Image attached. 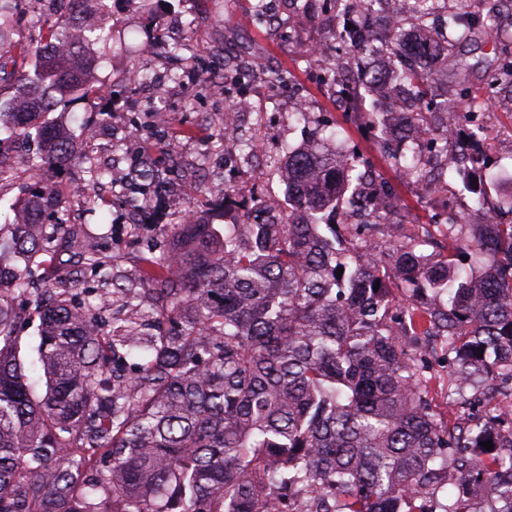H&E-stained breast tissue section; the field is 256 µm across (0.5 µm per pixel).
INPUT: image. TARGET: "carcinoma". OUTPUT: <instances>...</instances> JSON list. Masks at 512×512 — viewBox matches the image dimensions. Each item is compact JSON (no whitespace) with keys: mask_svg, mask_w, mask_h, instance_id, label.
I'll return each instance as SVG.
<instances>
[{"mask_svg":"<svg viewBox=\"0 0 512 512\" xmlns=\"http://www.w3.org/2000/svg\"><path fill=\"white\" fill-rule=\"evenodd\" d=\"M74 2L94 24L77 30L58 15L22 42L0 0V73L15 78L0 77V130L34 133L40 146L17 168L0 154V185L20 172L30 181L10 237H0L16 257L0 263V512H512V428L502 433L491 408L465 427L438 421L426 378L438 341L452 355L453 393L512 382V222L488 210L479 224L448 220V237L483 258L464 277L455 254L425 252L430 228L400 229L383 177L320 141L287 148V213L247 209L222 239L195 220L170 224L168 245L142 257L135 283L93 242L76 268L60 270L56 254L82 231L49 223L61 200L42 175L77 163L87 187L105 176L75 136L45 120L96 92L95 46L111 12L105 0ZM351 10L333 38L376 54L347 28ZM504 12L512 0H455L448 25L482 30L499 59ZM425 30L420 19L390 18L388 64L349 81L350 63L335 58L321 82L351 107L364 99L358 86L414 100L384 127L391 136L457 146L485 137L465 112L452 126L431 122L429 67L448 62L452 44ZM486 82L512 92V62L491 67ZM415 150L386 164L438 189L452 167L406 163ZM135 179L154 197L142 224L164 223L162 171ZM381 226L385 243L374 238ZM81 276L95 301L73 299ZM26 303L40 319L42 398L17 348ZM488 440L501 452L463 453ZM450 465L452 502L426 497Z\"/></svg>","mask_w":512,"mask_h":512,"instance_id":"cac0c4a2","label":"carcinoma"}]
</instances>
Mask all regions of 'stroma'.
Wrapping results in <instances>:
<instances>
[{
  "mask_svg": "<svg viewBox=\"0 0 512 512\" xmlns=\"http://www.w3.org/2000/svg\"><path fill=\"white\" fill-rule=\"evenodd\" d=\"M108 2L112 22L104 41L96 47L95 77L102 95L95 104H79L64 114L56 111L50 118L68 123L78 134L83 120L92 117L94 106L110 105L112 112L100 125L98 139L83 141L84 151L99 160L119 156V165L112 168L116 181L144 168L163 171L172 221L194 218L224 232L238 223L241 204L258 202L283 209L284 185L278 167L287 147L333 133L392 184L404 220L443 224L451 215L476 209L475 195L464 190L458 177L446 178L438 191L430 192L401 179L386 165L366 115L396 111L392 100L366 97L364 112L359 115L348 111L343 100L322 86L320 68L312 64L311 51L318 45L333 50L335 43L330 34L335 8L309 10L306 18L293 23L289 17L296 8L294 0H281L280 25L256 23L245 27L241 21L257 0H152L147 11L140 0ZM173 22L181 29V49L175 56L165 43V31ZM448 38L458 66L448 73H437L432 92L441 99L453 97L461 85L470 92H483L485 70L491 63L488 39L470 31L452 32ZM151 40L158 48L147 77L132 75V59L141 56ZM229 42L236 46L238 59L256 61L260 77L242 86L233 79H224V95L217 98L199 79L204 75L222 79L218 62ZM290 86L303 91L306 118L296 117L286 95ZM241 100L248 101L250 109L241 119L244 133L235 147L240 160L230 165L224 159L228 147L220 132L225 110ZM158 109L168 112L167 124H157L154 112ZM475 120L492 140L486 191L498 199L512 190V92L495 94L488 106L476 113ZM82 176L76 165L44 174V183L56 187L62 198L60 220L66 224L111 226L112 237L105 246L112 263L128 279H135L142 255L167 241L166 227L158 225L134 233L138 215L116 194L104 195L100 209L84 210L70 193L72 184ZM228 186L234 191L235 202L218 206L217 200ZM429 362V399L438 419L460 422L487 406L512 401L505 395V385L498 382L478 392L467 391L465 400H449L447 354L435 351Z\"/></svg>",
  "mask_w": 512,
  "mask_h": 512,
  "instance_id": "1",
  "label": "stroma"
}]
</instances>
